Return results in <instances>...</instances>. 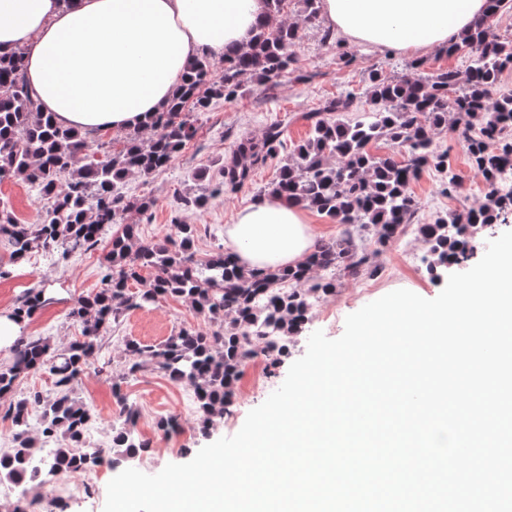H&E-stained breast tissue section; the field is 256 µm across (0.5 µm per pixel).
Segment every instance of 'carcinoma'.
I'll return each mask as SVG.
<instances>
[{
	"label": "carcinoma",
	"mask_w": 512,
	"mask_h": 512,
	"mask_svg": "<svg viewBox=\"0 0 512 512\" xmlns=\"http://www.w3.org/2000/svg\"><path fill=\"white\" fill-rule=\"evenodd\" d=\"M487 2V15L444 50L448 56L467 57V80L451 68L423 80L376 71L366 91L370 108L354 122L342 119L360 98L353 89L302 114L311 134L280 166L269 193L336 220L341 231L318 241L299 268L288 273L245 270L231 252L200 258L193 250V224L176 225L174 235L156 243L138 240L137 225L121 224L104 257L103 288L78 298L68 311L69 319L83 325L81 338L59 348L48 337L21 335L10 363L0 366V398L20 378L40 371L49 373L56 387L52 397L34 392L5 411L14 432L12 447L0 454L10 465L0 466V474L16 483L33 482L44 473L104 462L117 466L148 450V442L136 435L137 411L119 382L113 392L123 421L112 427L111 446L84 447L93 419L73 391L98 361L101 336L120 314L166 297L190 299L196 313L217 329L182 327L156 345L127 340L122 378L153 366L170 382L192 390L199 430L212 429L230 412L244 367L260 353L267 374H275L288 354L289 339L309 321L313 301L336 294L337 278L357 277L410 222L415 202L409 185L425 167L447 165V156L433 147L436 130L447 129L465 142L488 193L482 209L438 216L416 231L433 256L431 275L468 260L476 231L512 210V193L502 195L496 188L498 173L512 163V89L499 90L493 102L488 98L489 89L512 67V40L498 34L490 20L511 11L512 0ZM265 3V19L248 49L227 52L218 62L208 55L194 59L176 95L153 118L152 136L145 138L134 128L118 149L111 139L99 135L90 142L82 131L58 126L39 112L24 76L22 52L0 53V182H25L44 201L37 223L22 224L9 203L0 200V236L11 246L12 262L35 250L64 257L87 250L98 243L104 226L120 224L126 213L147 212L151 200L120 191L129 174L148 178L169 166L197 133L194 113L206 111L212 100H232L248 82L277 83L294 63L298 27L280 20L285 0ZM283 135V126L275 123L259 138L241 139L224 160L221 181L210 195L189 203L202 207L209 196L244 186L257 168L277 158ZM382 138L404 148L407 159L372 153L370 145ZM355 231L370 232L377 248L359 253ZM143 270L150 276L143 277ZM131 281L140 285L138 291H130ZM45 302V290L29 291L10 317L26 323ZM50 440L57 448L45 456L42 443Z\"/></svg>",
	"instance_id": "carcinoma-1"
}]
</instances>
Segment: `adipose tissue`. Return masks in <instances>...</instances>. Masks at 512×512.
<instances>
[{"instance_id":"ef3b65f1","label":"adipose tissue","mask_w":512,"mask_h":512,"mask_svg":"<svg viewBox=\"0 0 512 512\" xmlns=\"http://www.w3.org/2000/svg\"><path fill=\"white\" fill-rule=\"evenodd\" d=\"M487 0H322L332 31L397 51L448 44ZM264 0H0V53L22 51L40 112L89 134L148 127L188 64L246 47ZM317 238L305 210L262 196L224 228L247 269L301 265Z\"/></svg>"}]
</instances>
